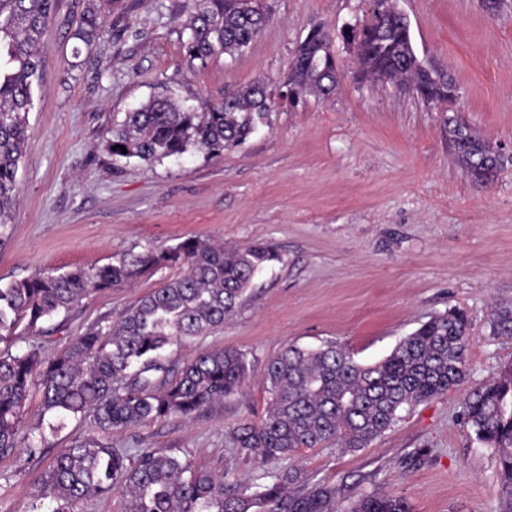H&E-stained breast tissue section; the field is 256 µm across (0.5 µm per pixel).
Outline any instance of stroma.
<instances>
[{
  "instance_id": "stroma-1",
  "label": "stroma",
  "mask_w": 512,
  "mask_h": 512,
  "mask_svg": "<svg viewBox=\"0 0 512 512\" xmlns=\"http://www.w3.org/2000/svg\"><path fill=\"white\" fill-rule=\"evenodd\" d=\"M91 1L112 34L87 45L72 34ZM256 2L268 22L251 47L200 63L183 48L186 0H59L28 114L19 204L0 228V286L189 236L272 243L278 260L254 279L233 319L162 358L178 369L204 349H240L249 361L241 391L188 419L117 432L113 444L163 448L245 488L292 466L347 501L379 486L410 512H502L499 455L477 440L463 399L472 383L512 363V336L494 330L500 310L512 309V0H397L418 58L455 84L451 101L360 79L355 44L337 37L335 91L277 105L241 147L192 148L152 163L113 159L108 131L158 91L195 105L259 78L281 85L312 29L356 28L369 11L367 0ZM452 117L502 151L492 182L465 174L448 139ZM184 272L162 265L90 293L38 333L0 342V353L54 355ZM451 308L469 322L466 378L402 411L368 447L326 445L266 463L233 444V427L265 415L264 368L284 348L332 339L370 364ZM49 463L21 448L0 456V512H50L41 484Z\"/></svg>"
}]
</instances>
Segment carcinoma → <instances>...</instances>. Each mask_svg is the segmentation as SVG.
<instances>
[{
  "mask_svg": "<svg viewBox=\"0 0 512 512\" xmlns=\"http://www.w3.org/2000/svg\"><path fill=\"white\" fill-rule=\"evenodd\" d=\"M378 35L362 40L359 72L375 81L413 87L421 99H435L436 85L448 77L416 55L410 27L393 0ZM58 0H0V225L7 223L20 196L18 166L26 151L27 116L33 86L43 68L40 46L55 20ZM191 10L184 49L202 63L218 54L241 52L257 38L265 15L253 0H188ZM112 29L93 5L86 7L73 37L90 43ZM334 34L311 30L300 42L288 72L295 97L328 96L336 83ZM263 81L234 88L217 103L181 104L168 93L154 95L112 127L107 148L116 159L178 157L189 149L217 154L243 145L268 122L276 100ZM448 139L468 177L492 180L499 166L495 151L456 119ZM124 149H119V146ZM278 259L263 242L226 248L189 237L161 251H146L101 267L39 273L0 286V341L19 326L27 332L69 310L89 292L124 286L165 264L186 266L119 319L93 325L60 354L45 358L35 350L0 356V455L22 445L21 411L33 391L55 422L54 434L69 416L93 415L97 432L59 449L42 478L52 496V512H80L91 498H107L117 483L128 493L127 512H410L407 503L380 489L345 505L337 489L303 483L293 467L253 492L230 479L193 470L180 456L142 448L134 456L112 446V432L148 421L189 418L242 388L246 353L204 350L181 369L161 363L169 345L203 336L224 325L265 266ZM469 324L450 309L431 316L381 360L364 364L346 345L328 340L316 348L290 345L269 360L264 377L270 394L265 416L244 420L230 431L233 443L264 462L293 457L304 449L334 443L344 451L367 447L387 431L400 412L428 401L460 382L467 371ZM464 415L477 440L498 451L501 493L512 512V364L498 376L470 387Z\"/></svg>",
  "mask_w": 512,
  "mask_h": 512,
  "instance_id": "cac0c4a2",
  "label": "carcinoma"
}]
</instances>
